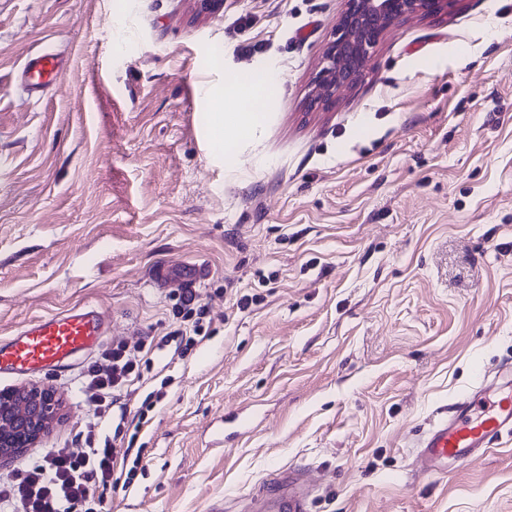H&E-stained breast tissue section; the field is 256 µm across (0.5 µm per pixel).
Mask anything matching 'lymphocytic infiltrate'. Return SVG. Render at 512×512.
Masks as SVG:
<instances>
[{
    "instance_id": "f902f5d3",
    "label": "lymphocytic infiltrate",
    "mask_w": 512,
    "mask_h": 512,
    "mask_svg": "<svg viewBox=\"0 0 512 512\" xmlns=\"http://www.w3.org/2000/svg\"><path fill=\"white\" fill-rule=\"evenodd\" d=\"M148 363L146 344L139 340L105 349L88 366L83 384L93 419L86 426L83 450L53 449L42 463L0 484V500L11 512H102L98 490L111 484L116 462L127 460L131 450L116 439L101 438L99 421L140 381Z\"/></svg>"
}]
</instances>
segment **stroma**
<instances>
[{
  "label": "stroma",
  "instance_id": "obj_1",
  "mask_svg": "<svg viewBox=\"0 0 512 512\" xmlns=\"http://www.w3.org/2000/svg\"><path fill=\"white\" fill-rule=\"evenodd\" d=\"M346 8L0 0V341L92 303L105 345L151 347L102 428L142 451L106 512H243L287 469L307 470L311 512H512V439L415 465L479 374L512 366V0L396 22L360 83L310 107ZM43 50L62 65L35 96L22 71ZM269 60L260 131L211 152L202 87ZM187 287L209 322L179 356L161 339ZM89 361L0 378L59 402L0 482L80 450Z\"/></svg>",
  "mask_w": 512,
  "mask_h": 512
}]
</instances>
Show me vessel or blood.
Returning <instances> with one entry per match:
<instances>
[{"label":"vessel or blood","instance_id":"b4317fda","mask_svg":"<svg viewBox=\"0 0 512 512\" xmlns=\"http://www.w3.org/2000/svg\"><path fill=\"white\" fill-rule=\"evenodd\" d=\"M55 55L29 57L24 72L34 88L46 87L58 68ZM106 329L105 313L91 304L40 318L0 343V375H28L70 366L80 354L98 348ZM512 437V371L501 370L494 382H481L460 396L420 443L416 464L425 472L463 464ZM251 512H310V495L301 473L280 471L265 493L253 497Z\"/></svg>","mask_w":512,"mask_h":512}]
</instances>
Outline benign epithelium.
Instances as JSON below:
<instances>
[{
	"label": "benign epithelium",
	"instance_id": "7a95c632",
	"mask_svg": "<svg viewBox=\"0 0 512 512\" xmlns=\"http://www.w3.org/2000/svg\"><path fill=\"white\" fill-rule=\"evenodd\" d=\"M452 0H347L324 52L311 105L330 104L363 77L383 33L414 14L436 16ZM57 408L55 396L33 386L0 391V460L31 447L44 434Z\"/></svg>",
	"mask_w": 512,
	"mask_h": 512
}]
</instances>
